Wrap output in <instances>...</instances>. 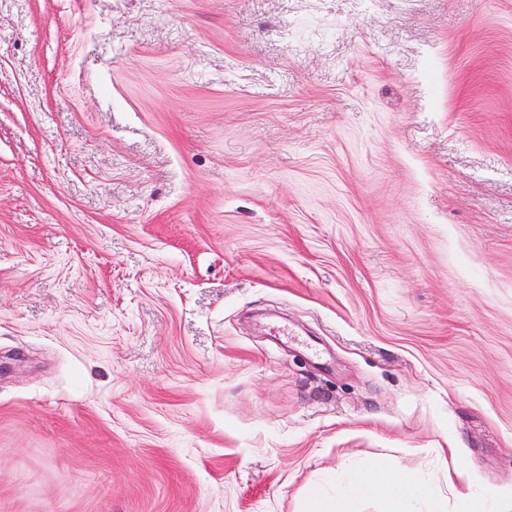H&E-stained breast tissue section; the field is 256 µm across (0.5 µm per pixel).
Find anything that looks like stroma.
<instances>
[{"label": "stroma", "mask_w": 512, "mask_h": 512, "mask_svg": "<svg viewBox=\"0 0 512 512\" xmlns=\"http://www.w3.org/2000/svg\"><path fill=\"white\" fill-rule=\"evenodd\" d=\"M512 493V0H0V512ZM413 470L374 461L346 475L340 489L332 494L314 489L308 512H349L352 499L367 494H383L392 506L391 512H406L402 489L411 483Z\"/></svg>", "instance_id": "35a3bbf8"}]
</instances>
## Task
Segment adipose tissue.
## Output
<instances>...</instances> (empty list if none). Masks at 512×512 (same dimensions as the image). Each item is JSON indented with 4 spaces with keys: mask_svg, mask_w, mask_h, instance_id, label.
<instances>
[{
    "mask_svg": "<svg viewBox=\"0 0 512 512\" xmlns=\"http://www.w3.org/2000/svg\"><path fill=\"white\" fill-rule=\"evenodd\" d=\"M413 471L407 467H393L374 461L346 475L340 489L334 493L313 490L308 512H349L352 499L367 494L384 495L391 503L392 512H405L402 490L411 483ZM448 485L466 501L470 512H512V497L497 500L475 496L473 480L468 471L456 467L448 473Z\"/></svg>",
    "mask_w": 512,
    "mask_h": 512,
    "instance_id": "adipose-tissue-1",
    "label": "adipose tissue"
}]
</instances>
